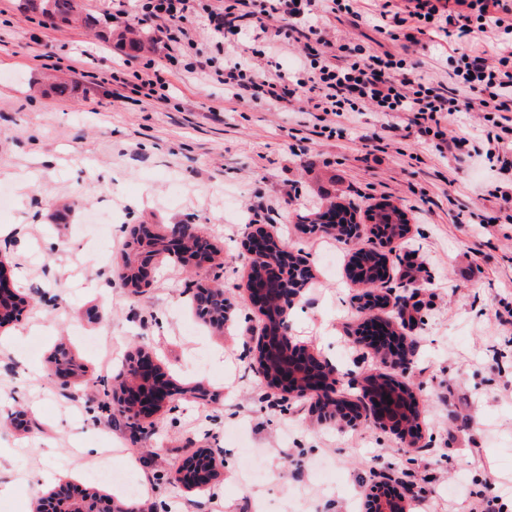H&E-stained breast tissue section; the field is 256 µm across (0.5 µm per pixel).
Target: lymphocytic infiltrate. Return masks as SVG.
Instances as JSON below:
<instances>
[{
  "instance_id": "obj_1",
  "label": "lymphocytic infiltrate",
  "mask_w": 512,
  "mask_h": 512,
  "mask_svg": "<svg viewBox=\"0 0 512 512\" xmlns=\"http://www.w3.org/2000/svg\"><path fill=\"white\" fill-rule=\"evenodd\" d=\"M112 20L134 21L156 31L163 49L143 70L114 69L98 81L123 100L131 90L140 101L167 105L174 71L222 85L225 96L249 99L289 111L297 96L308 103V118L320 133L345 134L358 112L406 115L407 133L434 143L456 164L474 163L469 136H448L445 123L459 112L478 111L479 132L499 174L512 173V0H377L364 14L358 0H117ZM352 25L371 20L388 39L416 44L421 37L443 44L454 40L452 71L440 82L420 74L408 54L372 52L361 44L335 45L328 16ZM210 31L207 44L195 39L197 23ZM494 40L493 54L480 43ZM300 44L293 76L261 70L260 62Z\"/></svg>"
}]
</instances>
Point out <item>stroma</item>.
I'll return each instance as SVG.
<instances>
[{
	"instance_id": "obj_1",
	"label": "stroma",
	"mask_w": 512,
	"mask_h": 512,
	"mask_svg": "<svg viewBox=\"0 0 512 512\" xmlns=\"http://www.w3.org/2000/svg\"><path fill=\"white\" fill-rule=\"evenodd\" d=\"M81 5L97 31L0 0V192L15 200L0 209V227L11 232L0 261L16 293L33 301L21 321L0 326V337L15 338L0 347V448L11 451L0 483L26 477L46 492L66 482L111 491L74 471L76 449L92 443L111 467L151 479L154 492L138 505L154 512H219L227 503L231 512H359L383 472L413 485L411 512L423 499L471 512L496 495L499 512H512V327L495 316L512 306V222L501 217L488 160L460 168L398 132L382 152L356 133L320 137L306 115L225 99L220 85L184 72L171 77L170 105L112 101L108 87L82 82L81 72L122 60L139 70L161 51L154 44L134 54L104 38L112 0ZM92 43L104 53L77 56ZM45 53L59 67H44ZM61 83L69 87L62 96ZM22 175L30 178L23 192ZM260 198L279 214L272 235L311 267L289 313L293 344L358 375L388 371L347 335L363 317L349 256L378 243L366 223L350 245L303 232L298 218L331 200L361 211L384 201L405 207L411 231L389 256L386 287L403 294L402 270L420 265L423 307L400 332L412 344L406 380L419 401L421 451L407 452L393 432L367 422L320 423L305 401L279 407L253 372L250 338L263 318L244 288L242 242ZM183 223L201 225L210 259L184 266L155 256L149 285L126 288L129 226L164 235ZM201 285L222 286L233 303L224 330L196 316ZM61 344L81 367L66 389L43 372ZM139 348L179 389L175 408L153 414V431L137 436L106 414L87 425V409L103 396V364L120 373ZM197 387L207 399L193 397ZM198 448L221 462L205 492L170 479Z\"/></svg>"
}]
</instances>
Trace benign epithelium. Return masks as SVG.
<instances>
[{"instance_id":"1","label":"benign epithelium","mask_w":512,"mask_h":512,"mask_svg":"<svg viewBox=\"0 0 512 512\" xmlns=\"http://www.w3.org/2000/svg\"><path fill=\"white\" fill-rule=\"evenodd\" d=\"M129 237L130 244L140 248L152 241V232L146 224H134L129 227ZM243 250L251 261L279 254L277 259L264 264L258 276L246 282L251 305L265 317L263 329L251 347L255 374L276 395L312 398L316 415L325 424H356L360 418L356 408L336 396V383L339 381L336 366L293 345L289 336L288 316L306 284L309 271L306 260L297 258L260 225L253 226L246 234ZM168 251L181 264H197L205 260L208 257V243L203 230L195 224L173 225ZM362 257L361 253L356 256L358 262L352 273L353 279L375 284L384 282L388 276V263L368 268L361 262ZM195 303L198 316L205 322L219 321L228 325L229 304H224L222 314H214L209 309L204 288L196 289ZM28 306V301L18 303L9 280L1 277L0 320L16 319ZM355 343L380 353L396 371L404 373L409 369L410 350L404 337L394 333L387 322L373 315L356 331ZM48 363L57 383L63 388L69 387L74 373L67 365L66 354L56 353ZM121 378L124 382L108 393V404L114 413L137 430L144 429V416L169 406L177 395L175 389L161 378L158 363L148 352L137 353L128 359ZM353 380L363 384L366 394L370 396L368 419L374 425L392 430L404 438L410 449H419L415 438L406 429L411 408L402 383L391 377L355 376ZM390 399L393 400L391 404L388 403ZM216 467L215 453L209 448H200L174 471L172 479L205 488L213 480ZM395 483L392 475H383L378 486L366 497L365 512H400L403 496L395 488ZM80 500L79 492L69 489L45 505L44 510L74 512L71 504ZM81 512H140V507L110 496L102 501L85 500Z\"/></svg>"}]
</instances>
